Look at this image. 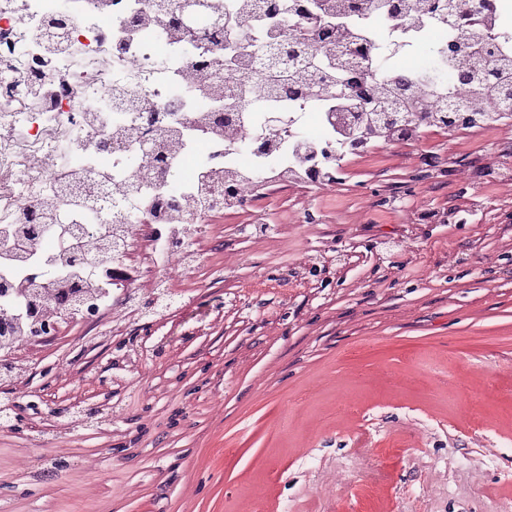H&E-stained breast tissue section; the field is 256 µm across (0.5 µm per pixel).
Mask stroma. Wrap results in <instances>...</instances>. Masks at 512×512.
<instances>
[{
    "label": "stroma",
    "mask_w": 512,
    "mask_h": 512,
    "mask_svg": "<svg viewBox=\"0 0 512 512\" xmlns=\"http://www.w3.org/2000/svg\"><path fill=\"white\" fill-rule=\"evenodd\" d=\"M511 136L430 135L465 178V224L381 208L358 224L364 189L402 197L409 146L322 191L265 187V244L249 215L208 218V265L141 319L138 369L75 320L0 389L41 409L0 428V512H512V190L466 179ZM304 254L325 279L283 282ZM105 392L116 423L58 437L59 407Z\"/></svg>",
    "instance_id": "1"
}]
</instances>
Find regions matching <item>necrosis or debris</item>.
Segmentation results:
<instances>
[{
	"instance_id": "obj_1",
	"label": "necrosis or debris",
	"mask_w": 512,
	"mask_h": 512,
	"mask_svg": "<svg viewBox=\"0 0 512 512\" xmlns=\"http://www.w3.org/2000/svg\"><path fill=\"white\" fill-rule=\"evenodd\" d=\"M433 3L420 0L418 10L398 18L373 10L358 16L372 89L391 75L417 74L418 50L432 55L464 37L466 26L440 29ZM243 4L223 0V32L211 46L217 63L202 71L186 47L200 41L206 24L171 34L149 0H0V238L26 223L30 205L57 208L58 186L73 177L86 176L89 190L109 185L116 205L93 216L84 239L95 241L99 225L116 221L124 235L111 266H130L135 250L146 259L138 281L109 285L100 276L101 263L86 259L82 302L94 308L110 338L123 336L135 315L133 302L175 292L170 269L190 274L200 264L193 227L208 215L193 202L200 175L235 179L240 191L225 198L222 210L244 212L264 183L334 185L345 160L368 155L378 143L412 145L416 158H424V134L438 127L439 96L429 97V111L410 122L369 128L355 123L363 103L353 96L336 102L296 98L278 106L261 92L255 66L269 29L289 32L303 25L319 60L335 45L319 39L310 20L289 11L249 19ZM52 19L63 24L59 51L48 49L42 35ZM470 21L496 44L512 43V0H486ZM280 107L287 123L268 125L266 111ZM152 115L176 131L153 141L156 152L169 158L165 169L151 167L140 146L139 130ZM264 140L273 149L254 151ZM133 183L142 186L135 197L128 191ZM60 244V237L45 239L44 260L26 261L14 271L49 305L66 291L67 277L50 259ZM26 306L24 298L0 294V309L15 316L0 351L12 359L9 378L16 384L28 371L19 346L39 342Z\"/></svg>"
}]
</instances>
